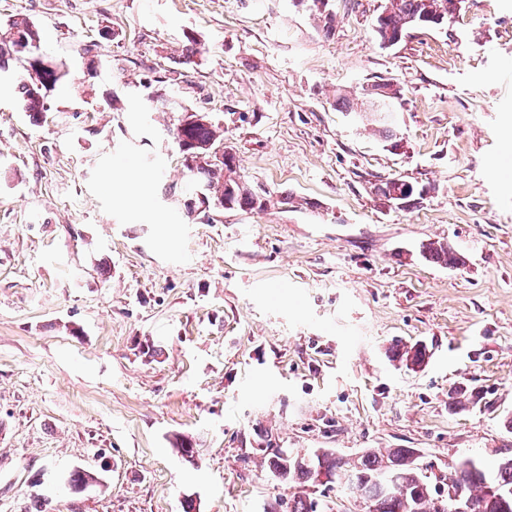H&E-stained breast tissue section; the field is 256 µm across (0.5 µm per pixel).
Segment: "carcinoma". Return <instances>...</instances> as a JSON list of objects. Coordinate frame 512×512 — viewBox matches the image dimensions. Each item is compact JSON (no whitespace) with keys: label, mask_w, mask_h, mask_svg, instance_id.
Listing matches in <instances>:
<instances>
[{"label":"carcinoma","mask_w":512,"mask_h":512,"mask_svg":"<svg viewBox=\"0 0 512 512\" xmlns=\"http://www.w3.org/2000/svg\"><path fill=\"white\" fill-rule=\"evenodd\" d=\"M448 22V0H385L376 19V33L381 44L401 40L408 30L424 25ZM44 58L36 26L26 18H14L0 25V76L11 75L13 66H33ZM65 73L53 65L42 69V90L32 92L28 71L22 70L17 82L18 102L25 112L41 114L47 111V97L61 83ZM368 102L378 100L388 107L400 98V89L389 81L371 85L365 90ZM192 179L187 187L200 191L203 201H217L231 209L262 211L273 203L286 204L288 198L274 199L271 194L256 192L237 170L234 161L215 157L224 151V131L206 114L185 111L173 130ZM416 189L400 177L380 180L372 185V193L386 202L408 203ZM423 254L434 262L449 266L461 264V259L441 242L422 246ZM426 352L422 347L397 348L392 358L402 365H421ZM273 476L286 486L301 487L326 477V484H336L348 495L355 492L372 501L376 512H454L450 492L465 495L473 512H512V458L501 460L491 471L479 462L466 458L443 482L445 490L438 493L430 477L425 475L411 448H390L386 453L367 451L356 460L345 461L332 454L302 457L286 449L273 452L269 465ZM509 495L507 508L490 498L488 489ZM288 512H317V505L302 495L288 498Z\"/></svg>","instance_id":"carcinoma-1"}]
</instances>
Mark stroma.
Instances as JSON below:
<instances>
[{
    "mask_svg": "<svg viewBox=\"0 0 512 512\" xmlns=\"http://www.w3.org/2000/svg\"><path fill=\"white\" fill-rule=\"evenodd\" d=\"M383 4L328 32L307 0H0L66 72L36 117L0 84V512H286L273 448L512 457V0L389 47ZM381 79L392 140L356 117ZM166 99L290 204L201 205ZM411 186V187H410ZM416 189L401 177H391L379 180L372 185V193L384 202L408 203L415 195ZM423 254L434 262H441L449 266L461 264V259L450 249L448 244L430 242L422 246Z\"/></svg>",
    "mask_w": 512,
    "mask_h": 512,
    "instance_id": "1",
    "label": "stroma"
}]
</instances>
